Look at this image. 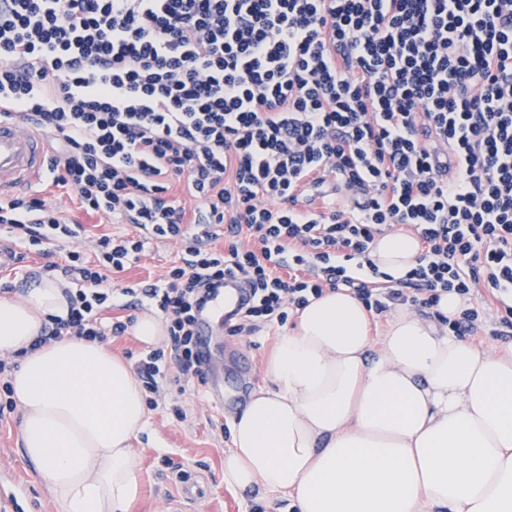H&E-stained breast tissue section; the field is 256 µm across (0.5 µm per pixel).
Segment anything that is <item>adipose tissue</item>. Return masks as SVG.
<instances>
[{
    "instance_id": "1",
    "label": "adipose tissue",
    "mask_w": 512,
    "mask_h": 512,
    "mask_svg": "<svg viewBox=\"0 0 512 512\" xmlns=\"http://www.w3.org/2000/svg\"><path fill=\"white\" fill-rule=\"evenodd\" d=\"M419 254L400 232L371 250L396 278ZM461 306L447 294L439 317L399 310L374 345L349 292L310 298L233 422L225 483L287 494L300 512H512V342L487 350L449 335L441 319ZM68 314L54 280L0 295V356H22L10 382L23 448L56 512H128L144 395L104 344L65 336L32 349Z\"/></svg>"
}]
</instances>
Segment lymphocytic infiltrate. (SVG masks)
I'll use <instances>...</instances> for the list:
<instances>
[{
    "label": "lymphocytic infiltrate",
    "mask_w": 512,
    "mask_h": 512,
    "mask_svg": "<svg viewBox=\"0 0 512 512\" xmlns=\"http://www.w3.org/2000/svg\"><path fill=\"white\" fill-rule=\"evenodd\" d=\"M0 114L49 133L45 173L86 214L137 228L98 236L96 265L68 252L69 316L32 349L124 336L109 275L180 241L162 284L125 293L167 323L136 363L149 405L206 385L197 316L230 274L251 296L232 336L339 289L378 313L453 293L452 335L512 334V0H0ZM330 180L349 208L313 198ZM397 227L424 247L398 279L370 257ZM2 229L34 247L84 227L15 195Z\"/></svg>",
    "instance_id": "obj_1"
}]
</instances>
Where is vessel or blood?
Segmentation results:
<instances>
[{
  "instance_id": "vessel-or-blood-1",
  "label": "vessel or blood",
  "mask_w": 512,
  "mask_h": 512,
  "mask_svg": "<svg viewBox=\"0 0 512 512\" xmlns=\"http://www.w3.org/2000/svg\"><path fill=\"white\" fill-rule=\"evenodd\" d=\"M46 165L40 135L20 129L17 122L0 118V195L12 192L35 180ZM244 298V285L239 277L224 278V289L198 317V330L203 352H210L215 326L223 325L239 309Z\"/></svg>"
}]
</instances>
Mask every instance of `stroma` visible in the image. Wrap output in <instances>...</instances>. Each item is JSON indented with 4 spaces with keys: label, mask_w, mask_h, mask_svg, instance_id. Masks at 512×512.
<instances>
[{
    "label": "stroma",
    "mask_w": 512,
    "mask_h": 512,
    "mask_svg": "<svg viewBox=\"0 0 512 512\" xmlns=\"http://www.w3.org/2000/svg\"><path fill=\"white\" fill-rule=\"evenodd\" d=\"M25 195L46 197L66 215L91 227L92 237L66 243L54 249L52 258L40 256L37 250L23 251V260L15 268L0 271V290L24 293L34 281L60 279L57 271L46 270L47 262L64 263L68 251L83 252L93 257V236L135 233L132 224L96 225L94 218L76 209L73 194L44 193L41 185L25 187ZM179 243L149 242L141 260L119 278L120 285L139 288L162 283L169 266L177 261ZM285 326L274 323L251 336H230L217 331L213 338V367L226 390L223 398L214 397L208 389L179 391L170 389L157 407L146 410V427L134 444V465L143 479V490L130 512H169L180 498L182 485L171 470L165 469L164 459L183 462L185 470L197 477L206 488V495L194 506L193 512H294L292 499L280 494H268L256 488L242 492L224 482V456L231 448L230 430L240 414L244 401L236 399L231 390L235 379L245 381L246 391L266 385L264 367ZM182 408L185 420H178L175 408ZM21 414L13 412L0 422V494L13 497L11 512H55L51 496L34 466L23 453L20 432Z\"/></svg>",
    "instance_id": "stroma-1"
}]
</instances>
